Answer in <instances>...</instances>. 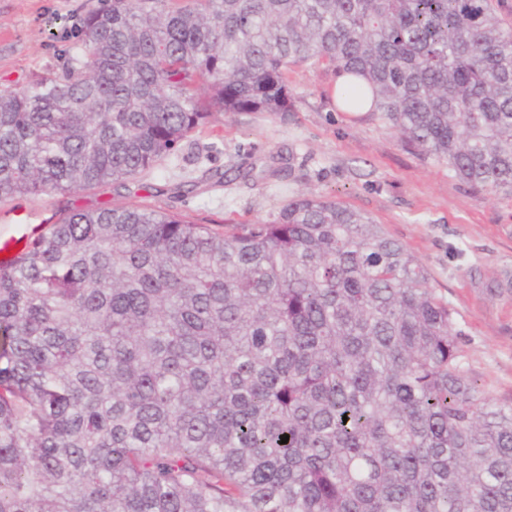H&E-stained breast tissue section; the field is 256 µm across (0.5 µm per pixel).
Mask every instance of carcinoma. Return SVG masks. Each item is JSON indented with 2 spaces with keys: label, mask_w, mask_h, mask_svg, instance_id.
<instances>
[{
  "label": "carcinoma",
  "mask_w": 512,
  "mask_h": 512,
  "mask_svg": "<svg viewBox=\"0 0 512 512\" xmlns=\"http://www.w3.org/2000/svg\"><path fill=\"white\" fill-rule=\"evenodd\" d=\"M502 4L112 0L77 66L0 88V199L120 183L224 113L289 112L288 71L315 65L423 159L512 192ZM0 512H512V406L359 211L299 196L220 232L77 210L0 265Z\"/></svg>",
  "instance_id": "obj_1"
}]
</instances>
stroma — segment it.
<instances>
[{"mask_svg": "<svg viewBox=\"0 0 512 512\" xmlns=\"http://www.w3.org/2000/svg\"><path fill=\"white\" fill-rule=\"evenodd\" d=\"M111 0H0V85L62 75L85 54L84 20ZM325 66L288 73V112L227 113L122 183L0 200V229L56 223L72 210L122 205L196 224H270L300 195L330 199L382 224L429 273L459 333L461 360L487 396L512 404V194L461 184L422 159L374 112L340 111Z\"/></svg>", "mask_w": 512, "mask_h": 512, "instance_id": "1", "label": "stroma"}]
</instances>
